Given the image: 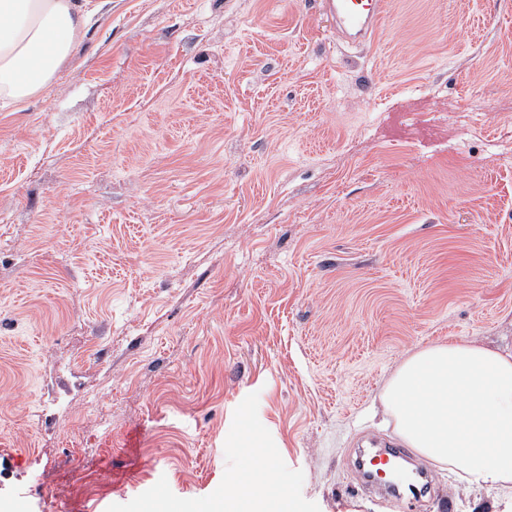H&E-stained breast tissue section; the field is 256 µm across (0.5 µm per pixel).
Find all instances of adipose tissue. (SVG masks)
I'll return each mask as SVG.
<instances>
[{"label": "adipose tissue", "instance_id": "adipose-tissue-1", "mask_svg": "<svg viewBox=\"0 0 512 512\" xmlns=\"http://www.w3.org/2000/svg\"><path fill=\"white\" fill-rule=\"evenodd\" d=\"M109 0H0V105L50 89ZM404 447L481 489H512V351L452 338L409 353L379 397Z\"/></svg>", "mask_w": 512, "mask_h": 512}]
</instances>
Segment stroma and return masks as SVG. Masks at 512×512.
I'll list each match as a JSON object with an SVG mask.
<instances>
[{
  "label": "stroma",
  "instance_id": "obj_1",
  "mask_svg": "<svg viewBox=\"0 0 512 512\" xmlns=\"http://www.w3.org/2000/svg\"><path fill=\"white\" fill-rule=\"evenodd\" d=\"M451 336L512 349V0H111L0 111V506L387 512L365 413ZM384 5L383 0H330L328 11L352 43L363 44L374 38Z\"/></svg>",
  "mask_w": 512,
  "mask_h": 512
}]
</instances>
